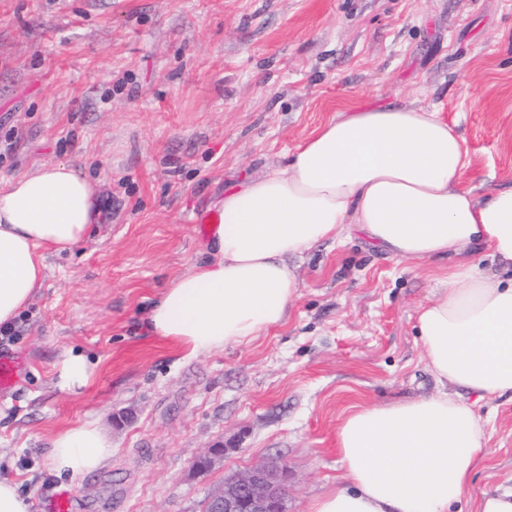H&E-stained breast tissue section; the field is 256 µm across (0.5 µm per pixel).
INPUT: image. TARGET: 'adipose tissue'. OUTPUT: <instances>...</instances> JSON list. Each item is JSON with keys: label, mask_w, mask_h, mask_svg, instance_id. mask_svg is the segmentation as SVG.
Instances as JSON below:
<instances>
[{"label": "adipose tissue", "mask_w": 512, "mask_h": 512, "mask_svg": "<svg viewBox=\"0 0 512 512\" xmlns=\"http://www.w3.org/2000/svg\"><path fill=\"white\" fill-rule=\"evenodd\" d=\"M463 138L435 111L346 106L288 163L247 179L216 204L208 261L175 278L149 328L198 355L284 322L295 259L357 232L400 260L450 257L440 294L418 315L423 357L440 384L512 397V277L478 272L482 248L512 267V187L461 188ZM96 181L71 162L37 166L0 186V326L41 288L47 251L72 249L97 225ZM488 436L471 404L448 393L351 405L338 435L342 484L309 512H453ZM111 438L86 421L58 433L50 465L73 478L98 469Z\"/></svg>", "instance_id": "adipose-tissue-1"}]
</instances>
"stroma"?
I'll use <instances>...</instances> for the list:
<instances>
[{"mask_svg":"<svg viewBox=\"0 0 512 512\" xmlns=\"http://www.w3.org/2000/svg\"><path fill=\"white\" fill-rule=\"evenodd\" d=\"M438 110L468 151L461 186H512V0H0V178L58 161L100 187L96 234L46 257V277L0 354V479L30 512H203L225 478L288 471L286 512L341 473L351 404L441 386L423 358L421 305L444 260H398L354 234L297 261L284 323L192 356L150 333L152 304L210 256L226 188L287 162L336 109ZM90 363L61 385L69 355ZM488 441L465 489L512 484V402L476 405ZM92 421L112 439L97 471H52L53 436ZM224 455L196 470L207 449ZM91 370L87 360L81 355H71L62 364L60 371L61 384L67 388L86 385Z\"/></svg>","mask_w":512,"mask_h":512,"instance_id":"35a3bbf8","label":"stroma"}]
</instances>
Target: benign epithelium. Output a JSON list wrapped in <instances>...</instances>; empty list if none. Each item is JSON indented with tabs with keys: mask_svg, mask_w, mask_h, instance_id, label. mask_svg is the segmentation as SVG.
Segmentation results:
<instances>
[{
	"mask_svg": "<svg viewBox=\"0 0 512 512\" xmlns=\"http://www.w3.org/2000/svg\"><path fill=\"white\" fill-rule=\"evenodd\" d=\"M286 472L260 465L224 480L208 499L210 512H285Z\"/></svg>",
	"mask_w": 512,
	"mask_h": 512,
	"instance_id": "obj_1",
	"label": "benign epithelium"
}]
</instances>
